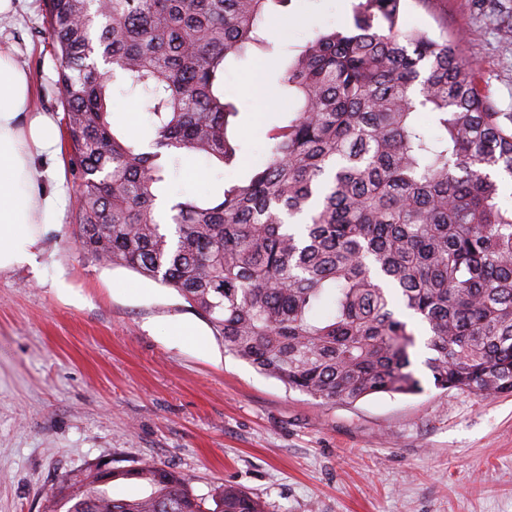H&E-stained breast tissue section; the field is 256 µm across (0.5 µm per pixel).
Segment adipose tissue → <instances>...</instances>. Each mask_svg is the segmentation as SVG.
<instances>
[{"label": "adipose tissue", "mask_w": 512, "mask_h": 512, "mask_svg": "<svg viewBox=\"0 0 512 512\" xmlns=\"http://www.w3.org/2000/svg\"><path fill=\"white\" fill-rule=\"evenodd\" d=\"M31 78L0 50V270L30 261L46 237L58 230L66 191H45L43 179L57 169L39 170L37 161L55 156L54 122L30 112Z\"/></svg>", "instance_id": "1"}]
</instances>
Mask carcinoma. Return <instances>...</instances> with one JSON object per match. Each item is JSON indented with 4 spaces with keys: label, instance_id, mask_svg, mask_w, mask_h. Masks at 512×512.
I'll list each match as a JSON object with an SVG mask.
<instances>
[{
    "label": "carcinoma",
    "instance_id": "1",
    "mask_svg": "<svg viewBox=\"0 0 512 512\" xmlns=\"http://www.w3.org/2000/svg\"><path fill=\"white\" fill-rule=\"evenodd\" d=\"M290 2L49 0L79 250L175 289L224 349L315 400L422 389L395 300L425 329L435 386L512 393V113L447 32L407 23L405 0H354L348 27L291 47L272 89L293 109L264 161L243 184L183 195L174 232L159 222L170 167L238 161L226 62L278 53L270 28ZM116 79L148 114L149 151L114 131ZM119 481L146 492L115 497ZM61 493L65 512H264L153 462Z\"/></svg>",
    "mask_w": 512,
    "mask_h": 512
}]
</instances>
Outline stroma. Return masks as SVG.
Wrapping results in <instances>:
<instances>
[{
    "instance_id": "stroma-1",
    "label": "stroma",
    "mask_w": 512,
    "mask_h": 512,
    "mask_svg": "<svg viewBox=\"0 0 512 512\" xmlns=\"http://www.w3.org/2000/svg\"><path fill=\"white\" fill-rule=\"evenodd\" d=\"M47 0H17L0 47L34 81L30 109L61 122L59 62ZM410 23L456 38L501 111L512 113V0H407ZM275 30L285 46L351 21L350 0H292ZM270 63H228L224 91L239 111L238 163L184 158L164 200L247 179L267 153L265 131L287 112ZM136 122H129V113ZM117 131L148 143L136 101L112 93ZM59 231L34 262L0 271V512H44L69 477L102 465L153 461L185 474L196 494L237 487L266 512H512V394L482 398L437 388L420 370L413 395L326 404L230 354L175 289L101 265L75 244L80 175L67 150ZM66 284L70 297L59 295ZM188 321L193 346L169 328Z\"/></svg>"
}]
</instances>
